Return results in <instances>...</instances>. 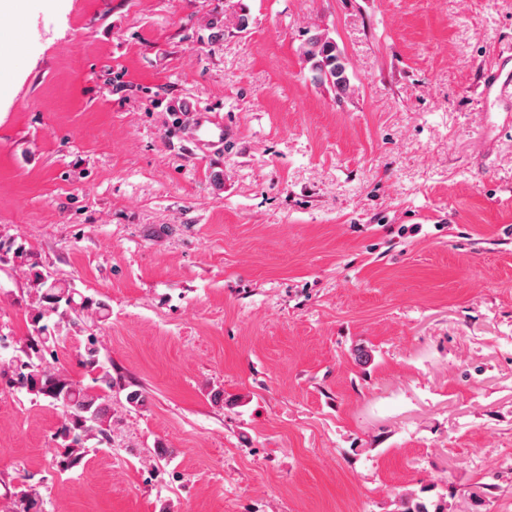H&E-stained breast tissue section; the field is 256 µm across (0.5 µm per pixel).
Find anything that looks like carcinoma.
I'll list each match as a JSON object with an SVG mask.
<instances>
[{
	"label": "carcinoma",
	"instance_id": "obj_1",
	"mask_svg": "<svg viewBox=\"0 0 512 512\" xmlns=\"http://www.w3.org/2000/svg\"><path fill=\"white\" fill-rule=\"evenodd\" d=\"M302 60L310 64L313 79L329 83L341 96L355 92L351 83L349 62L337 43L319 32L302 41L299 48ZM12 255V261L28 267V288L31 302V332L26 339L13 346L14 353L7 362L11 369V385H16L34 399H44L62 415L55 436L63 448L57 466L69 470L83 460L87 441L108 438L112 414L102 392L114 386L112 372L100 360V348L94 334L88 332V323L109 318V304L94 296H87L68 282L53 278L32 260L31 252L22 244L4 247L0 242V262ZM85 336L81 365L96 372V389L82 386L65 372L51 366L48 358H56L62 334ZM41 494L36 486L21 491L13 512H42Z\"/></svg>",
	"mask_w": 512,
	"mask_h": 512
}]
</instances>
